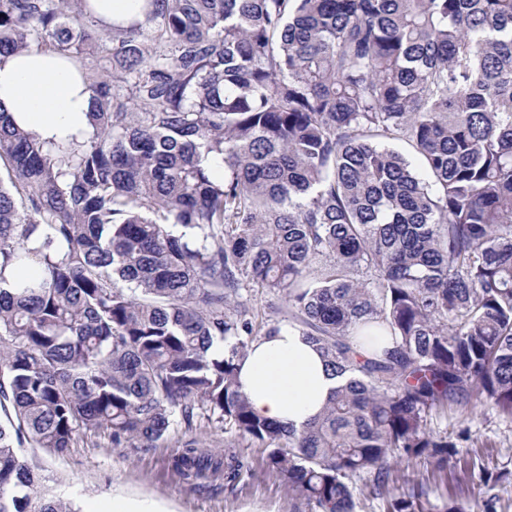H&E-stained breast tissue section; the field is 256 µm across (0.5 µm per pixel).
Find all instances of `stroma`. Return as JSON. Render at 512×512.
Here are the masks:
<instances>
[{
	"label": "stroma",
	"mask_w": 512,
	"mask_h": 512,
	"mask_svg": "<svg viewBox=\"0 0 512 512\" xmlns=\"http://www.w3.org/2000/svg\"><path fill=\"white\" fill-rule=\"evenodd\" d=\"M434 430L456 433L468 429L471 440L460 455L475 469L499 474L497 483L478 478L465 482L461 497L467 512H479L486 497L498 499L497 512H512V420L487 407L458 406L431 423ZM236 454L243 469L235 482L215 479L205 487H188L171 468L188 438ZM29 462L40 465L53 491L72 500L80 512H112V503L146 501L158 512H314L306 499L289 493L267 467L266 449L218 427L201 426L193 431L177 427L153 448H115L107 438L88 435L62 455L39 448H24ZM420 461L399 462L392 471L390 490L406 491L409 480H422L419 502L423 512H441L450 496L446 476L428 477Z\"/></svg>",
	"instance_id": "stroma-1"
}]
</instances>
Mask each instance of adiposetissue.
I'll return each mask as SVG.
<instances>
[{
    "label": "adipose tissue",
    "instance_id": "ef3b65f1",
    "mask_svg": "<svg viewBox=\"0 0 512 512\" xmlns=\"http://www.w3.org/2000/svg\"><path fill=\"white\" fill-rule=\"evenodd\" d=\"M94 107L88 82L67 56L39 48L0 55V108L38 140L86 141ZM238 381L258 417L297 429L341 383L307 336L287 323L251 344Z\"/></svg>",
    "mask_w": 512,
    "mask_h": 512
}]
</instances>
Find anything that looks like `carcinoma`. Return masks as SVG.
<instances>
[{
    "mask_svg": "<svg viewBox=\"0 0 512 512\" xmlns=\"http://www.w3.org/2000/svg\"><path fill=\"white\" fill-rule=\"evenodd\" d=\"M140 13L107 33L87 0H0V54L67 53L96 100L80 147L0 108V512H75L24 444L151 448L179 422L259 442L315 512H354L361 474L386 492L394 458L455 468L470 435L434 418L512 419V0ZM31 265L41 279L4 275ZM256 288L346 378L300 429L239 389L249 345L277 328ZM172 467L193 486L243 463L189 441Z\"/></svg>",
    "mask_w": 512,
    "mask_h": 512,
    "instance_id": "cac0c4a2",
    "label": "carcinoma"
}]
</instances>
